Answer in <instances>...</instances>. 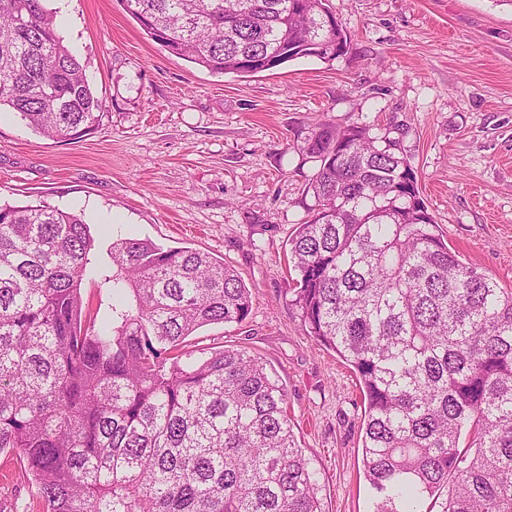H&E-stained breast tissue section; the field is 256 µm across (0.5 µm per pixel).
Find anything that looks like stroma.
Returning <instances> with one entry per match:
<instances>
[{"mask_svg":"<svg viewBox=\"0 0 512 512\" xmlns=\"http://www.w3.org/2000/svg\"><path fill=\"white\" fill-rule=\"evenodd\" d=\"M329 5L351 37L347 55L240 76L168 53L119 0H47L105 116L62 141L0 112V205L47 203L89 224L96 272L83 294L101 320L112 318L114 238L233 266L249 316L200 328L191 349L238 345L260 357L286 392L327 512H372L359 382L293 304L288 237L318 169L303 146L320 121L397 141L449 249L512 288V0Z\"/></svg>","mask_w":512,"mask_h":512,"instance_id":"35a3bbf8","label":"stroma"}]
</instances>
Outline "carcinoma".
<instances>
[{
	"instance_id": "carcinoma-1",
	"label": "carcinoma",
	"mask_w": 512,
	"mask_h": 512,
	"mask_svg": "<svg viewBox=\"0 0 512 512\" xmlns=\"http://www.w3.org/2000/svg\"><path fill=\"white\" fill-rule=\"evenodd\" d=\"M214 74L345 55L327 0H121ZM59 139L104 116L45 0H0V109ZM311 218L288 238L308 335L360 380L373 512H512V288L453 253L398 144L319 123ZM95 239L50 205L0 206V454L39 512H326L286 394L244 348L187 338L252 300L211 254L112 241V324L82 285Z\"/></svg>"
}]
</instances>
